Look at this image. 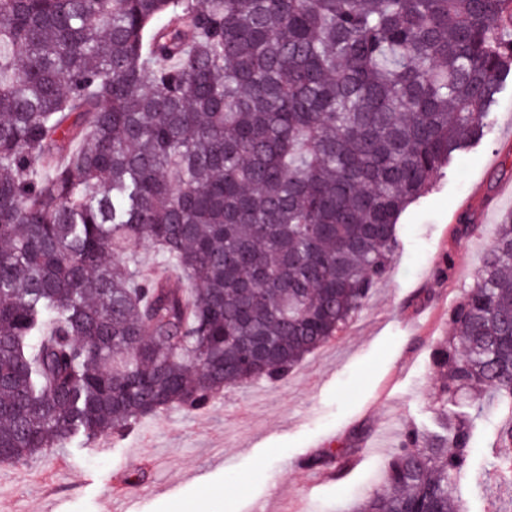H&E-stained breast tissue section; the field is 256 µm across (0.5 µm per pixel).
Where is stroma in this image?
<instances>
[{"instance_id":"35a3bbf8","label":"stroma","mask_w":512,"mask_h":512,"mask_svg":"<svg viewBox=\"0 0 512 512\" xmlns=\"http://www.w3.org/2000/svg\"><path fill=\"white\" fill-rule=\"evenodd\" d=\"M512 77L482 142L408 207L400 245L365 309L307 355L286 380L225 389L202 410L172 408L122 436H81L26 464L0 463V512H351L381 483L405 431L433 424L430 354L451 330L448 312L471 288L497 224L512 214ZM479 229L453 233L460 213ZM449 275H439L443 260ZM356 454L339 480L304 467L327 450ZM466 512H512L477 441L461 484Z\"/></svg>"}]
</instances>
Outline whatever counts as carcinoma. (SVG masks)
Returning a JSON list of instances; mask_svg holds the SVG:
<instances>
[{
    "instance_id": "carcinoma-1",
    "label": "carcinoma",
    "mask_w": 512,
    "mask_h": 512,
    "mask_svg": "<svg viewBox=\"0 0 512 512\" xmlns=\"http://www.w3.org/2000/svg\"><path fill=\"white\" fill-rule=\"evenodd\" d=\"M510 75L512 0H0V462L285 379ZM450 321L439 430L356 512H464L512 413V217ZM489 457L512 482V417Z\"/></svg>"
}]
</instances>
